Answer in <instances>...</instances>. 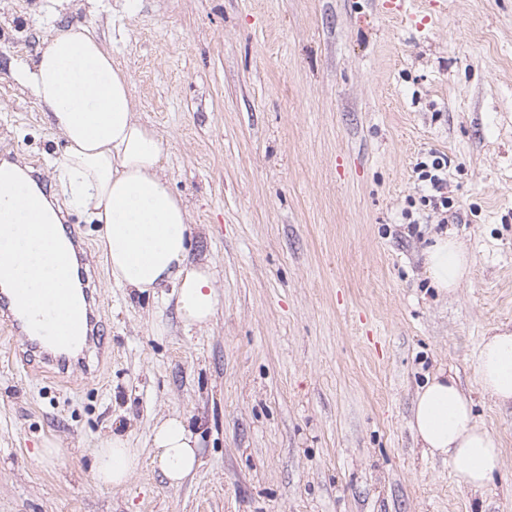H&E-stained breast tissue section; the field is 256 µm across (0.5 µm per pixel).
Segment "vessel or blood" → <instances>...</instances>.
<instances>
[{
	"mask_svg": "<svg viewBox=\"0 0 512 512\" xmlns=\"http://www.w3.org/2000/svg\"><path fill=\"white\" fill-rule=\"evenodd\" d=\"M84 316L80 320V338L76 346L79 353L103 352L109 345L97 318V308L84 302ZM0 333L10 336L15 343V354L30 374H51L57 380L68 379L72 360L68 350L49 344L42 336L33 332L20 313L10 289H0Z\"/></svg>",
	"mask_w": 512,
	"mask_h": 512,
	"instance_id": "obj_1",
	"label": "vessel or blood"
}]
</instances>
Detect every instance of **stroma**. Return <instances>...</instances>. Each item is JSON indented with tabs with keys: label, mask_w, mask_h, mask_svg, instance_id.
Segmentation results:
<instances>
[{
	"label": "stroma",
	"mask_w": 512,
	"mask_h": 512,
	"mask_svg": "<svg viewBox=\"0 0 512 512\" xmlns=\"http://www.w3.org/2000/svg\"><path fill=\"white\" fill-rule=\"evenodd\" d=\"M120 2L71 0L54 20L45 0H0V142L55 187L62 141L11 64L52 26L89 25L169 144L219 311L187 335L174 303L113 285L97 225L57 196L111 351L64 385L0 347V512H512V407L470 366L512 326V0H406L396 15L387 0H141L119 19ZM436 156L444 225L416 173ZM445 231L473 258L449 292L422 257ZM441 368L502 442L480 495L410 429ZM171 412L201 447L177 488L150 455ZM115 433L142 454L120 488L92 475Z\"/></svg>",
	"instance_id": "stroma-1"
}]
</instances>
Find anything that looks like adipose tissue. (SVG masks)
Instances as JSON below:
<instances>
[{
  "mask_svg": "<svg viewBox=\"0 0 512 512\" xmlns=\"http://www.w3.org/2000/svg\"><path fill=\"white\" fill-rule=\"evenodd\" d=\"M14 79L37 99L62 142L56 179L69 206L99 225V247L113 284L175 300L184 330L209 326L219 296L211 265L192 262L193 229L164 165L167 147L137 118L126 75L104 43L81 23L56 29L33 62L18 61ZM433 287H460L472 257L462 241L435 235L424 251ZM478 388L512 405V327H496L470 360ZM411 430L425 454L447 460L458 487L480 492L501 466L498 436L480 425L474 402L454 376L438 370L417 391ZM200 437L188 419L169 413L150 432L153 457L171 486L200 466ZM141 464L124 436L97 449L93 471L106 486L127 483Z\"/></svg>",
  "mask_w": 512,
  "mask_h": 512,
  "instance_id": "ef3b65f1",
  "label": "adipose tissue"
}]
</instances>
